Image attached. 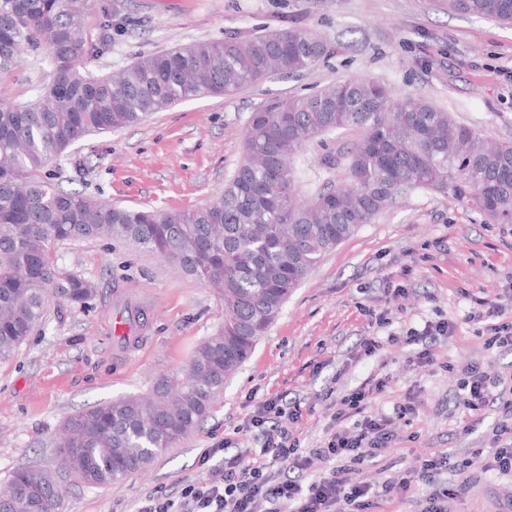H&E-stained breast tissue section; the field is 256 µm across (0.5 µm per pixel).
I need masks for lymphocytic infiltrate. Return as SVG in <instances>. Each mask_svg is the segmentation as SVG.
Instances as JSON below:
<instances>
[{
  "label": "lymphocytic infiltrate",
  "mask_w": 512,
  "mask_h": 512,
  "mask_svg": "<svg viewBox=\"0 0 512 512\" xmlns=\"http://www.w3.org/2000/svg\"><path fill=\"white\" fill-rule=\"evenodd\" d=\"M471 321L488 332L487 347L512 351V319L493 299L480 298ZM454 324L446 318L427 320L406 332L407 344L416 346L415 359L421 366L435 362L432 343L452 336ZM455 408L466 429H474L492 418L491 445L486 450L485 471L512 475V375L489 376L480 365L462 372ZM388 378H370L334 402V428L319 447L301 450L290 427L302 417L299 403H284L272 396L262 402L249 419L250 427L262 434L261 447L247 448L219 457L211 477L190 483L178 498L150 496L137 512H257L259 503L268 512H375L377 497L418 506L420 512H452L453 501L469 493L474 481L463 465L441 453L422 461L415 474H399L373 488L361 480L362 471L378 464L397 441L392 426L418 417L422 405L414 394H406L388 414H375L370 404L385 390ZM327 463L325 472L312 476V460ZM283 465L290 476L273 475L274 465ZM455 472L456 483L439 484L441 471Z\"/></svg>",
  "instance_id": "obj_1"
}]
</instances>
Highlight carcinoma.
<instances>
[{"label":"carcinoma","instance_id":"1","mask_svg":"<svg viewBox=\"0 0 512 512\" xmlns=\"http://www.w3.org/2000/svg\"><path fill=\"white\" fill-rule=\"evenodd\" d=\"M447 11L512 27V0H438ZM91 0H0V361L39 327L51 299L84 304L94 284L58 269L61 243L109 237L178 263L224 300V325L204 339L186 381L150 396L87 407L62 423L58 467L26 466L0 488V512H62L59 478L110 485L146 469L208 413L288 297L321 258L415 188L450 191L492 223H512V143L489 145L423 99H394L364 78L276 100L252 112L243 154L221 197L189 212L129 208L65 191L46 164L93 133L140 124L199 94L230 96L278 73L301 74L329 53L312 30L264 29L144 55L106 76L81 69L98 50L82 35ZM42 50L51 83L19 106L3 89L22 55ZM360 137L349 176L297 193L293 158L337 129Z\"/></svg>","mask_w":512,"mask_h":512}]
</instances>
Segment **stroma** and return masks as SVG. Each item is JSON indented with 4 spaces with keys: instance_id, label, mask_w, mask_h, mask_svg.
I'll return each instance as SVG.
<instances>
[{
    "instance_id": "stroma-1",
    "label": "stroma",
    "mask_w": 512,
    "mask_h": 512,
    "mask_svg": "<svg viewBox=\"0 0 512 512\" xmlns=\"http://www.w3.org/2000/svg\"><path fill=\"white\" fill-rule=\"evenodd\" d=\"M105 9L112 13L108 31L98 23ZM264 28L314 30L330 52L300 76L275 75L231 96L191 97L137 126L88 136L47 173L64 189L115 205L198 209L221 195L254 109L350 77L380 81L398 99H426L486 141L512 143V27L439 9L436 0H93L85 34L100 51L81 66L105 75L142 55L245 40ZM46 71L25 53L7 98L17 105L35 100ZM358 137L345 129L306 142L295 159L303 197L346 178L342 157ZM330 156L335 166H325ZM56 263L94 282L96 292L82 305L51 301L40 327L0 364V485L18 468L53 464V439L66 417L150 392L162 375L184 378L196 348L224 323L216 290L130 242L60 245ZM397 284L406 294L395 303L387 290ZM511 287L512 224L487 222L450 193L408 192L323 257L196 428L122 483L64 481L62 512H136L146 496L178 497L206 476L202 457L225 437L242 449L259 447L244 425L274 394L300 403L293 435L302 449L316 447L332 424L334 397L378 373L389 384L373 409L391 411L410 391L423 403L418 417L394 425L399 440L386 457L394 472L454 453L476 479L456 512H500L512 479L483 471L492 422L466 434L452 409L467 365L481 364L492 376L512 372V351L487 348L469 319L473 297ZM127 302L144 313L143 334L131 345L111 331ZM387 308L389 334L440 317L455 322L453 337L437 342L434 365L418 367L413 347L402 342L351 362L373 331L372 313Z\"/></svg>"
}]
</instances>
